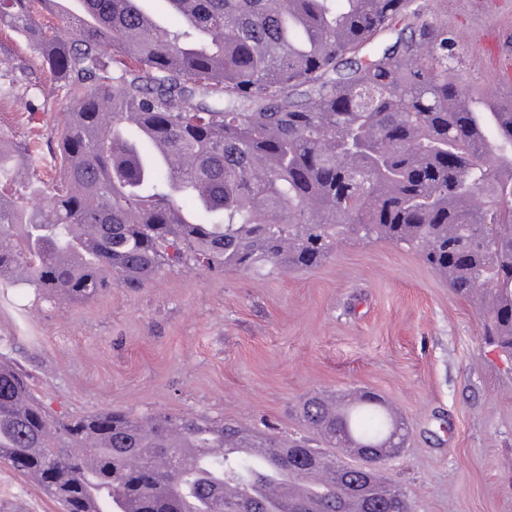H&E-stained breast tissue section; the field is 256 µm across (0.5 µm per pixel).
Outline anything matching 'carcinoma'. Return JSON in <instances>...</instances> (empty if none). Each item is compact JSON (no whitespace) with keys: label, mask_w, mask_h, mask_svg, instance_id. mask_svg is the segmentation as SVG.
<instances>
[{"label":"carcinoma","mask_w":512,"mask_h":512,"mask_svg":"<svg viewBox=\"0 0 512 512\" xmlns=\"http://www.w3.org/2000/svg\"><path fill=\"white\" fill-rule=\"evenodd\" d=\"M68 32L37 11L59 0H0V25L31 44L65 90L61 176L25 181L35 156L0 139V288L85 302L141 288L189 262L212 273L285 274L319 266L343 240L417 251L483 319V339L512 359V111L475 112L448 75L455 41L427 0H167L181 28L141 0H77ZM112 114L103 124L101 112ZM169 146L191 159L176 168ZM495 237H486L488 226ZM301 419L330 448L379 445L406 423L365 392L333 409L307 398ZM182 428L184 442L163 434ZM240 432L222 419L104 411L54 418L26 376L0 362V459L68 512H270L242 457H192ZM270 466L302 480L329 454L279 441ZM87 448L81 468L69 449ZM130 448L170 460L132 465ZM342 485L372 512H413L379 474ZM243 484L229 502L215 479ZM284 512H352L336 487ZM142 5L144 8L153 15V17L170 28L175 30L180 26V19L177 15L168 10L164 1L161 0H143Z\"/></svg>","instance_id":"cac0c4a2"}]
</instances>
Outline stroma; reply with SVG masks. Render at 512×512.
Segmentation results:
<instances>
[{"label": "stroma", "mask_w": 512, "mask_h": 512, "mask_svg": "<svg viewBox=\"0 0 512 512\" xmlns=\"http://www.w3.org/2000/svg\"><path fill=\"white\" fill-rule=\"evenodd\" d=\"M432 8L476 106L507 97L497 74L512 64V0ZM0 43V135L26 142L51 182L65 97L25 40L1 27ZM480 334L478 312L418 253L383 241L349 240L320 266L271 277L188 264L78 304L0 292V358L31 374L55 415L193 414L288 438L306 432V398L378 393L409 430L382 474L414 512H512V363ZM0 512L58 507L0 463Z\"/></svg>", "instance_id": "35a3bbf8"}]
</instances>
